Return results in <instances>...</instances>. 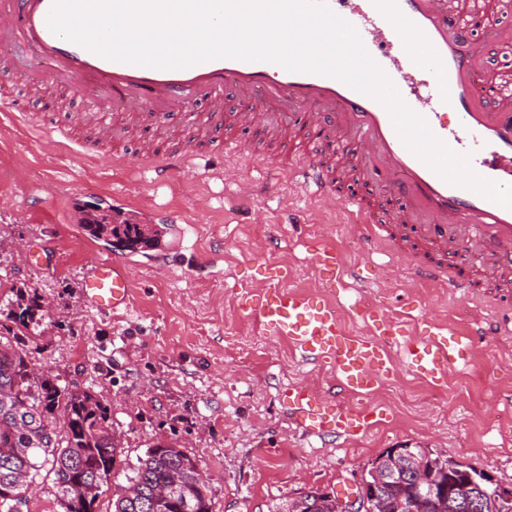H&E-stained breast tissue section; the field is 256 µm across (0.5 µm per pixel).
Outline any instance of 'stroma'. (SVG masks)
Here are the masks:
<instances>
[{
  "mask_svg": "<svg viewBox=\"0 0 512 512\" xmlns=\"http://www.w3.org/2000/svg\"><path fill=\"white\" fill-rule=\"evenodd\" d=\"M26 75L42 70L38 59L16 52ZM12 85L25 101V116L0 112V327L9 325L5 306L12 287L26 285L50 302L52 312L38 336L18 345L38 369L95 394L110 409L123 461L100 496L98 512H110L112 490L127 477L153 442L172 443L194 457L207 479L212 512H267L272 501L315 487L353 488L384 451L400 445L428 448L512 484V309L499 306L493 288L481 305L494 309L499 336L472 339L468 365L452 370L444 389H433L404 370L386 379L374 395L342 392L334 369L305 364L288 343L263 334L238 298L241 285L257 278L262 263L289 267L292 283L308 290L316 281L311 259L322 243L357 264L365 287L337 292L334 303L344 326L361 332L352 306L376 304L386 316L410 310V332L424 334L427 322L466 329L464 299L435 302L430 285L409 273H388L389 258L363 256L345 233L351 216L328 213L289 181L287 136L224 126L223 154H203L195 170L157 184L135 157L140 143L120 113L108 116L110 138L97 162L73 160L60 150V132L96 140L92 129H70L69 112L86 107L94 94L72 91L62 108L27 95V82ZM122 144L125 158L107 155ZM233 158L244 176L267 186L254 203L256 217L229 203L234 190L220 171ZM100 200L113 217L149 224L156 247L127 252L131 309L101 312L78 293L93 255L114 250L90 240L82 225L86 203ZM54 247L48 261H35ZM215 267L187 274L163 273L161 256L206 258ZM307 385L341 404L369 411L370 425L356 439L304 437L288 419L281 393Z\"/></svg>",
  "mask_w": 512,
  "mask_h": 512,
  "instance_id": "obj_1",
  "label": "stroma"
}]
</instances>
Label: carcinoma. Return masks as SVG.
I'll list each match as a JSON object with an SVG mask.
<instances>
[{
	"label": "carcinoma",
	"instance_id": "obj_1",
	"mask_svg": "<svg viewBox=\"0 0 512 512\" xmlns=\"http://www.w3.org/2000/svg\"><path fill=\"white\" fill-rule=\"evenodd\" d=\"M85 227L123 249L153 246L155 234L139 224H114L112 215L86 213ZM14 329L0 334V492H27L37 479L51 478L59 512H96V502L109 486L123 448L112 431L110 410L93 393L36 369L10 337L31 336L41 326L40 297L27 287L16 288L11 301ZM452 458L430 453L423 475L428 482L460 485L477 474L473 465L448 469ZM128 486L116 494L112 512H211L205 482L195 459L172 444L157 441L131 469ZM384 494L397 504L420 507L409 481L395 483Z\"/></svg>",
	"mask_w": 512,
	"mask_h": 512
}]
</instances>
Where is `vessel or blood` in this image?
I'll list each match as a JSON object with an SVG mask.
<instances>
[{"label": "vessel or blood", "mask_w": 512, "mask_h": 512, "mask_svg": "<svg viewBox=\"0 0 512 512\" xmlns=\"http://www.w3.org/2000/svg\"><path fill=\"white\" fill-rule=\"evenodd\" d=\"M54 0H0V82L17 73L12 53L25 46L45 61L61 89L78 85L103 88L109 104L72 113L74 128L90 126L105 109L125 112L133 133L150 142L140 152L142 164L163 182L187 171L199 147L224 148L223 129L212 116L224 99L239 103L236 125L273 132V110L288 107L295 122L308 125L313 140L348 151L343 175L322 158H305L289 172L294 184L326 208L349 209L350 230L369 253L389 250L412 278L434 283L474 299L472 281L452 271L449 251L476 240L479 268L493 279L503 298L512 297V208L444 180L407 148L388 109L341 80L311 72H293L281 64L216 58L183 69H159L101 56L54 33L48 16ZM367 53L390 79L404 104L423 117L433 134L451 150L470 157L479 176L512 186V76L482 67V55L496 53L512 41L488 15L485 0H367V10L353 19ZM424 93H417V85ZM204 97L208 116L195 115ZM453 113L454 125L443 114ZM244 209H252L257 183L237 164L224 168ZM370 181L399 201L390 219L353 194L339 193V180ZM313 264L322 293L304 294L279 286L278 273L246 289L251 315L272 337L288 341L302 361L331 363L343 391L357 394L389 378L397 367L433 386L443 385L450 368L463 359L468 345L458 334L431 330L416 339L404 336L392 321L363 313L375 331L355 336L346 331L327 299L336 284L355 278L336 248L316 252ZM81 292L94 308L125 310L130 279L125 262L98 257L81 279ZM281 398L297 427L307 436L344 439L365 431L359 413L318 394L308 386H288Z\"/></svg>", "instance_id": "vessel-or-blood-1"}]
</instances>
